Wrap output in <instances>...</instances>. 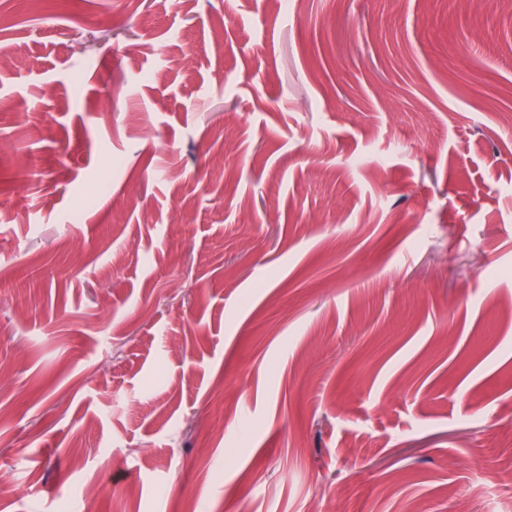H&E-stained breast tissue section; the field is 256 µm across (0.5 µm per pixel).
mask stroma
<instances>
[{
	"label": "stroma",
	"mask_w": 512,
	"mask_h": 512,
	"mask_svg": "<svg viewBox=\"0 0 512 512\" xmlns=\"http://www.w3.org/2000/svg\"><path fill=\"white\" fill-rule=\"evenodd\" d=\"M0 474L512 512V0H7Z\"/></svg>",
	"instance_id": "1"
}]
</instances>
